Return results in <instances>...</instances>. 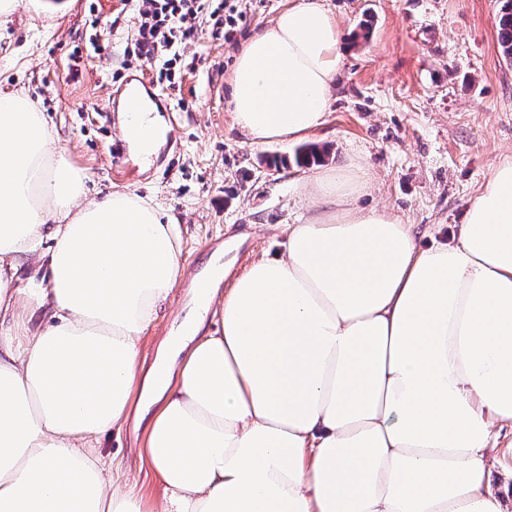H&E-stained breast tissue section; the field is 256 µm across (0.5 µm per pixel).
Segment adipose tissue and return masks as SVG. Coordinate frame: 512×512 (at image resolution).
I'll list each match as a JSON object with an SVG mask.
<instances>
[{
  "instance_id": "adipose-tissue-1",
  "label": "adipose tissue",
  "mask_w": 512,
  "mask_h": 512,
  "mask_svg": "<svg viewBox=\"0 0 512 512\" xmlns=\"http://www.w3.org/2000/svg\"><path fill=\"white\" fill-rule=\"evenodd\" d=\"M347 46L325 0L256 30L229 79L252 144L322 127ZM312 170L285 252L198 296L161 363L141 336L183 279L176 218L136 191L88 197L43 112L0 88V512H503L484 462L512 422V159L455 244ZM146 424V499L100 452Z\"/></svg>"
}]
</instances>
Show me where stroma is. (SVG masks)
I'll return each instance as SVG.
<instances>
[{"mask_svg": "<svg viewBox=\"0 0 512 512\" xmlns=\"http://www.w3.org/2000/svg\"><path fill=\"white\" fill-rule=\"evenodd\" d=\"M0 19V86L25 92L48 118L60 147L86 174L89 197L128 187L174 214L182 228L189 275L205 269L212 244L237 245L225 266L233 280L253 261L283 251L281 228L300 223L309 199L310 166L296 165L297 143L251 144L231 126L227 80L236 54L256 29L291 0H235L240 16L232 39L201 26L187 43L182 84L166 91L167 132L150 158L126 151L113 162L124 112L109 91L155 60L137 57L133 16L142 0H18ZM349 51L336 81L326 123L308 136L325 149L323 164L362 159L375 176L356 200L387 207L413 225L422 245L452 242L464 214L493 167L512 158V61L497 42L499 0H326ZM97 27H90L91 16ZM111 54L91 55L90 40ZM84 52L79 72L69 64ZM193 304L177 283L142 340L153 361L177 333ZM144 429L127 424L105 436L101 451L116 457L138 485H149L138 450ZM484 460L505 512H512V425L496 427Z\"/></svg>", "mask_w": 512, "mask_h": 512, "instance_id": "35a3bbf8", "label": "stroma"}]
</instances>
